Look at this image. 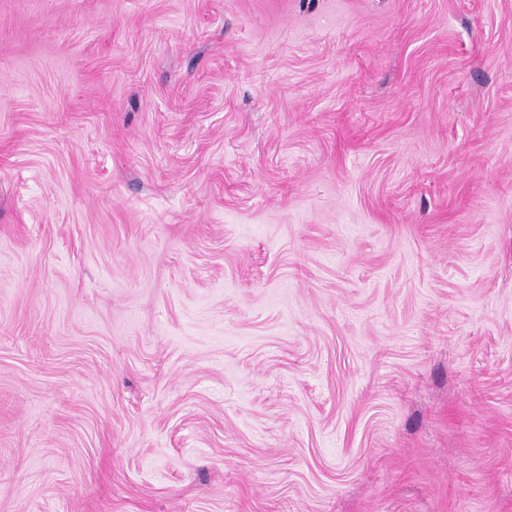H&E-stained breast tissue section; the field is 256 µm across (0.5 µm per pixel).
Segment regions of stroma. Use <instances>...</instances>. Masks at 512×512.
Wrapping results in <instances>:
<instances>
[{
	"instance_id": "stroma-1",
	"label": "stroma",
	"mask_w": 512,
	"mask_h": 512,
	"mask_svg": "<svg viewBox=\"0 0 512 512\" xmlns=\"http://www.w3.org/2000/svg\"><path fill=\"white\" fill-rule=\"evenodd\" d=\"M0 512H512V0H0Z\"/></svg>"
}]
</instances>
